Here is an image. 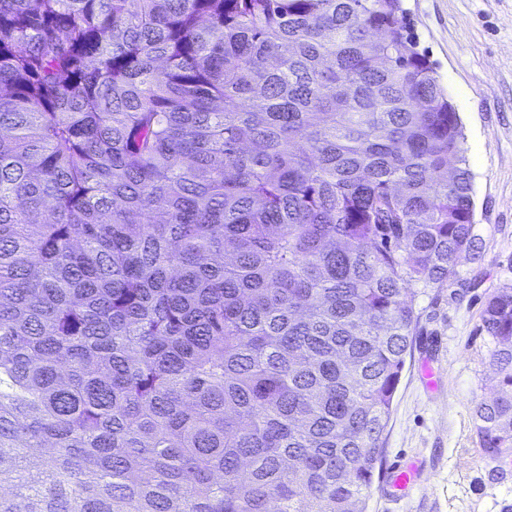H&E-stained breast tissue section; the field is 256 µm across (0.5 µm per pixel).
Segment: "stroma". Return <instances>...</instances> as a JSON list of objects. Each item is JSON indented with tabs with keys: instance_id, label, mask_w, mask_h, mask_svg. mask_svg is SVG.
<instances>
[{
	"instance_id": "1",
	"label": "stroma",
	"mask_w": 512,
	"mask_h": 512,
	"mask_svg": "<svg viewBox=\"0 0 512 512\" xmlns=\"http://www.w3.org/2000/svg\"><path fill=\"white\" fill-rule=\"evenodd\" d=\"M402 7L463 122L478 249L462 260L457 284L417 301L416 340L382 464L419 459L421 480L398 499L374 483L367 512H500L501 502L512 503V485L487 481L474 408L498 391L487 339L476 333L480 313L495 289L512 283V0H402Z\"/></svg>"
}]
</instances>
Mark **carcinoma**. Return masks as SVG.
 Listing matches in <instances>:
<instances>
[{
    "label": "carcinoma",
    "mask_w": 512,
    "mask_h": 512,
    "mask_svg": "<svg viewBox=\"0 0 512 512\" xmlns=\"http://www.w3.org/2000/svg\"><path fill=\"white\" fill-rule=\"evenodd\" d=\"M473 229L401 0H0V512H366Z\"/></svg>",
    "instance_id": "1"
}]
</instances>
